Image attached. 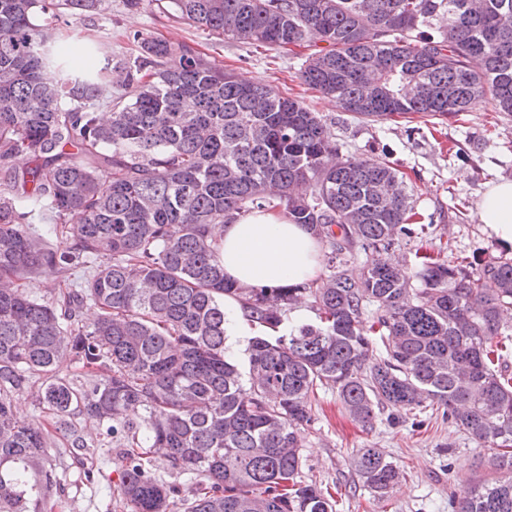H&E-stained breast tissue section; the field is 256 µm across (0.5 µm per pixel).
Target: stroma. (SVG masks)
<instances>
[{
	"instance_id": "obj_1",
	"label": "stroma",
	"mask_w": 512,
	"mask_h": 512,
	"mask_svg": "<svg viewBox=\"0 0 512 512\" xmlns=\"http://www.w3.org/2000/svg\"><path fill=\"white\" fill-rule=\"evenodd\" d=\"M136 34L194 44L240 79L262 81L282 95L302 97L345 154H388L409 175L415 208L422 223L431 227L427 245L442 249L444 260L473 262L503 252V245L483 231L474 207L488 184L512 181V117L489 112L485 103L478 102L459 121L410 114L364 122L343 112L330 98L305 90L298 79L296 56L258 53L249 45L216 38L154 2L132 9L126 0H112L111 10L102 15L70 16L58 25L56 39L75 48L104 44L133 56ZM452 146L462 149L466 161L449 157ZM463 201L470 208L460 218L456 207ZM76 429L90 447L86 464L93 467L96 481L86 482L83 466L71 463L62 503L53 512H127L116 488L123 464L120 449L113 447L98 422L82 419ZM361 448L379 449L402 472L385 500H375L354 470L353 457ZM303 454L304 480L333 491L336 512H451L449 490L460 491L497 475L493 449L476 447L442 422L428 419L417 427L408 421L379 420L365 427L353 421L329 392L320 397Z\"/></svg>"
}]
</instances>
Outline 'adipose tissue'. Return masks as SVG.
Segmentation results:
<instances>
[{
	"label": "adipose tissue",
	"mask_w": 512,
	"mask_h": 512,
	"mask_svg": "<svg viewBox=\"0 0 512 512\" xmlns=\"http://www.w3.org/2000/svg\"><path fill=\"white\" fill-rule=\"evenodd\" d=\"M484 231L512 245V181L491 184L477 206ZM227 280L255 288L300 284L322 271L321 243L305 226L277 211H252L218 226Z\"/></svg>",
	"instance_id": "1"
}]
</instances>
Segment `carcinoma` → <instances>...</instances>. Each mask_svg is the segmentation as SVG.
I'll return each instance as SVG.
<instances>
[{
    "label": "carcinoma",
    "mask_w": 512,
    "mask_h": 512,
    "mask_svg": "<svg viewBox=\"0 0 512 512\" xmlns=\"http://www.w3.org/2000/svg\"><path fill=\"white\" fill-rule=\"evenodd\" d=\"M108 8L0 0V512H42L63 492L47 428L14 415L25 394L70 448L87 447L76 420L105 428L123 449L129 512H172L178 500L184 512H334L332 495L302 480L321 391L370 427L383 413L398 422L437 406L468 440L498 450L501 477L464 489L456 512H512V258L451 264L418 248L414 264L392 262L396 241L419 231L387 157L342 155L302 101L238 80L186 42L136 36L133 58L57 44L65 12ZM166 9L219 37L300 50L302 84L358 119L457 118L479 101L512 116V0ZM18 156L29 160L21 172ZM266 208L318 237L317 278L279 288L225 278L212 227ZM36 276L55 280L49 298L28 291ZM227 298L255 330L245 374L225 347ZM305 301L314 320L292 323ZM67 356L87 383L63 372ZM154 457L194 487L159 479ZM353 464L380 499L400 479L375 448Z\"/></svg>",
    "instance_id": "carcinoma-1"
}]
</instances>
